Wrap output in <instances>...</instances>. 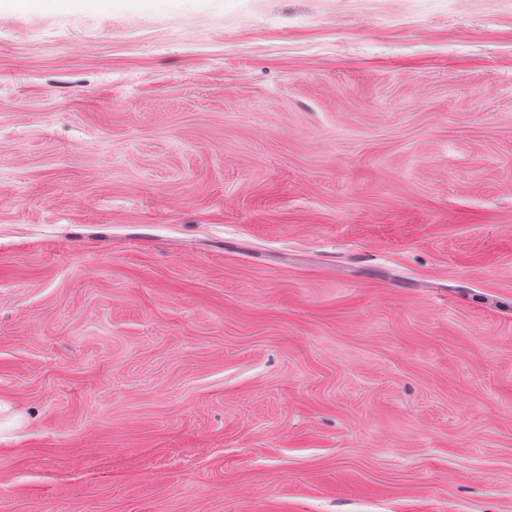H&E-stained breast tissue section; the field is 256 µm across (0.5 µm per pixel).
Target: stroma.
Here are the masks:
<instances>
[{
  "label": "stroma",
  "instance_id": "stroma-1",
  "mask_svg": "<svg viewBox=\"0 0 512 512\" xmlns=\"http://www.w3.org/2000/svg\"><path fill=\"white\" fill-rule=\"evenodd\" d=\"M0 512H512V0L0 13Z\"/></svg>",
  "mask_w": 512,
  "mask_h": 512
}]
</instances>
